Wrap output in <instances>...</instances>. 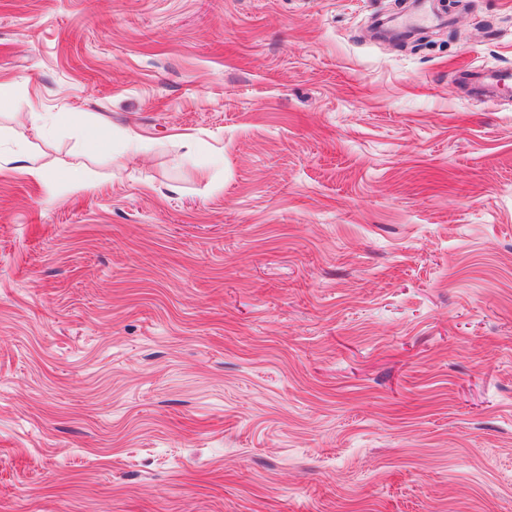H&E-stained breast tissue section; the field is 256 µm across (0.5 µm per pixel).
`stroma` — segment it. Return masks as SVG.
<instances>
[{
    "label": "stroma",
    "instance_id": "stroma-1",
    "mask_svg": "<svg viewBox=\"0 0 512 512\" xmlns=\"http://www.w3.org/2000/svg\"><path fill=\"white\" fill-rule=\"evenodd\" d=\"M484 65L512 0H0V512H512ZM2 162L4 164H9L13 162L23 163L18 167L21 168L32 181L36 183H44L47 180V173L44 167L41 164H39L37 159L35 158H20L15 155H12L2 160V156H0V168H2V165H4Z\"/></svg>",
    "mask_w": 512,
    "mask_h": 512
}]
</instances>
